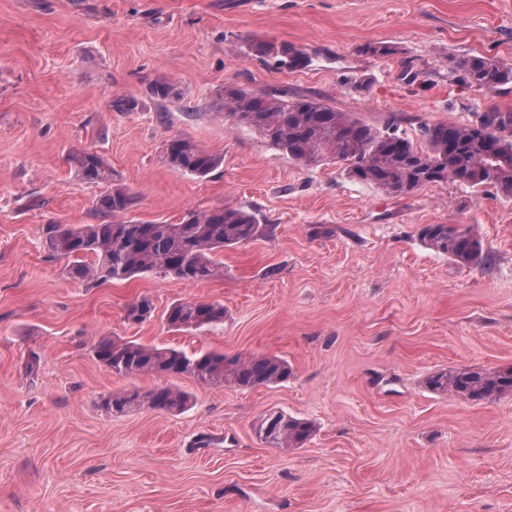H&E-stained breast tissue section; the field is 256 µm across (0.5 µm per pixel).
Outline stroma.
<instances>
[{"mask_svg":"<svg viewBox=\"0 0 512 512\" xmlns=\"http://www.w3.org/2000/svg\"><path fill=\"white\" fill-rule=\"evenodd\" d=\"M254 41L309 62L257 57ZM368 42L394 52L362 54ZM470 55L512 68V0H0V512H512V395L476 405L423 386L442 368L512 366V199L449 181L390 197L211 108L228 85L285 90L371 125L397 118L412 138L512 112V83L488 93L450 73ZM158 79L182 97L151 98ZM122 94L137 109L113 111ZM175 136L223 164L204 179L172 169ZM81 149L110 181L71 169ZM115 184L135 220L233 207L268 231L221 253L219 279L90 288L48 258L45 228L98 223ZM420 224L473 227L492 264L455 263ZM143 296L153 317L126 321ZM181 300L220 302L224 320L169 331ZM101 336L276 356L292 375L249 391L184 376L185 412L113 415L103 394L167 380L109 373L91 353ZM273 411L314 436L261 443ZM256 49L264 54L282 57L281 61L289 67H301L307 63L304 53L288 47V44L279 47L274 44H260Z\"/></svg>","mask_w":512,"mask_h":512,"instance_id":"35a3bbf8","label":"stroma"}]
</instances>
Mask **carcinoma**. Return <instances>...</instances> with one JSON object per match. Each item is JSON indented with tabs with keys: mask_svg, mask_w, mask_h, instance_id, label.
I'll use <instances>...</instances> for the list:
<instances>
[{
	"mask_svg": "<svg viewBox=\"0 0 512 512\" xmlns=\"http://www.w3.org/2000/svg\"><path fill=\"white\" fill-rule=\"evenodd\" d=\"M257 50L282 57L290 67L307 63L304 53L286 44H261ZM458 69L465 83L487 92L512 81V69L505 70L482 56L459 62ZM149 93L162 101L182 95L181 88L167 79L154 81ZM211 109L232 125L258 133L297 162L321 165L341 161L349 178L386 195L407 196L426 185L449 180L475 192L491 187L506 198L512 197L511 112H485L467 125L425 124L414 140L394 118L377 127L315 98L286 91L255 93L227 85ZM165 160L177 171L205 178L220 167L223 156L190 139L176 137L166 143ZM68 162L89 183L109 179L104 160L96 152L73 153ZM133 205V196L114 188L96 201L102 222L48 225L44 239L48 257L67 260L64 271L69 277L95 285L145 273L195 284L224 275V262L217 259L218 253L262 234L254 214L240 208L194 210L176 224L118 219ZM416 235L460 265L490 263L481 239L469 227L421 224ZM154 311L152 301L142 297L126 305L125 319L141 323ZM223 320L224 305L219 302L178 301L164 314L172 331L196 330ZM91 352L115 375H188L202 385L228 384L243 391L277 385L291 375L288 363L276 356L188 353L108 336L93 343ZM424 387L432 393L480 404L512 395V366L440 369L425 378ZM188 403L189 395L172 385L145 392L113 391L101 398V407L115 415L142 407L176 414ZM254 432L260 442L275 448H302L313 436L315 425L271 412L257 422Z\"/></svg>",
	"mask_w": 512,
	"mask_h": 512,
	"instance_id": "obj_1",
	"label": "carcinoma"
}]
</instances>
